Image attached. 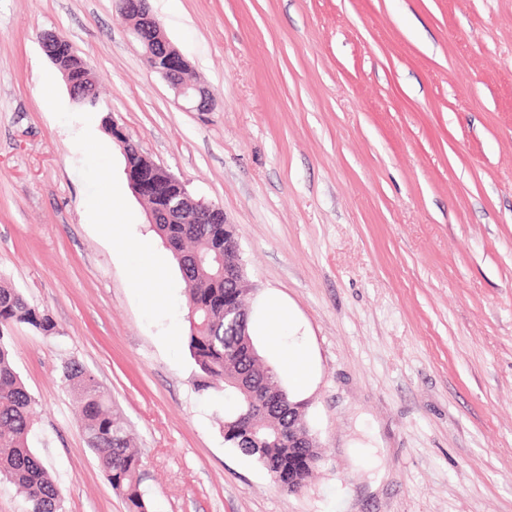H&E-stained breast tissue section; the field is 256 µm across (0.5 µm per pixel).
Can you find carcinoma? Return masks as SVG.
Instances as JSON below:
<instances>
[{"label":"carcinoma","instance_id":"1","mask_svg":"<svg viewBox=\"0 0 512 512\" xmlns=\"http://www.w3.org/2000/svg\"><path fill=\"white\" fill-rule=\"evenodd\" d=\"M69 47V41L60 37L57 48L65 67L90 75L89 63L69 53ZM73 98L84 108H97L94 81L81 82ZM153 228L169 245L187 283L188 313L194 319L187 346L198 369L197 386L205 390L211 380L220 378L237 398L235 411L224 419V441L254 458L281 488L300 490L309 470L294 466L296 448L288 444L289 431L307 433L298 421L300 403L278 385L276 367L260 359L248 331L249 316L233 326L224 323V290L237 287L241 296L247 295V284L224 280L214 261L215 250H224V231L233 234L234 227L184 224L176 216ZM15 323L48 334L55 331L49 314L29 307L15 289L0 285V479L23 489L27 512H60L61 490L28 443L34 425L33 399L13 366L4 336V330ZM64 379L79 402L82 432L100 469L125 496L128 512H147L139 489L141 461L130 448L123 421L112 413L108 396L95 377L75 362L65 366Z\"/></svg>","mask_w":512,"mask_h":512}]
</instances>
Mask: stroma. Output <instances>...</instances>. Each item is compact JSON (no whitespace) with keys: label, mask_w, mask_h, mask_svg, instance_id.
I'll list each match as a JSON object with an SVG mask.
<instances>
[{"label":"stroma","mask_w":512,"mask_h":512,"mask_svg":"<svg viewBox=\"0 0 512 512\" xmlns=\"http://www.w3.org/2000/svg\"><path fill=\"white\" fill-rule=\"evenodd\" d=\"M147 6L210 111L146 66L116 0H0V283L56 326L6 340L62 512H128L70 362L130 433L148 512H512V0ZM47 31L90 62L104 111L73 102ZM113 122L223 208L250 313L275 292L303 322L319 457L299 491L225 444L236 398L196 385L187 284ZM107 189L116 219L91 217ZM136 242L163 261L162 306L129 282Z\"/></svg>","instance_id":"obj_1"}]
</instances>
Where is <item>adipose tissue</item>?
Segmentation results:
<instances>
[{
	"label": "adipose tissue",
	"instance_id": "obj_1",
	"mask_svg": "<svg viewBox=\"0 0 512 512\" xmlns=\"http://www.w3.org/2000/svg\"><path fill=\"white\" fill-rule=\"evenodd\" d=\"M301 323L291 309L276 295H269L264 301L260 318L250 322L249 332L263 337L266 346L273 350L291 381L294 392H302L309 383L313 372V362L305 345H285L283 333H299Z\"/></svg>",
	"mask_w": 512,
	"mask_h": 512
}]
</instances>
